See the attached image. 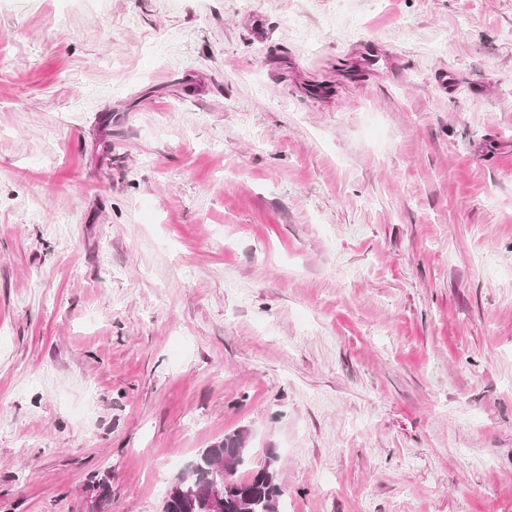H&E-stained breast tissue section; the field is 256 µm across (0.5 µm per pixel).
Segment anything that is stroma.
I'll list each match as a JSON object with an SVG mask.
<instances>
[{"label": "stroma", "instance_id": "35a3bbf8", "mask_svg": "<svg viewBox=\"0 0 512 512\" xmlns=\"http://www.w3.org/2000/svg\"><path fill=\"white\" fill-rule=\"evenodd\" d=\"M242 429L282 512H512V0H0V512Z\"/></svg>", "mask_w": 512, "mask_h": 512}]
</instances>
